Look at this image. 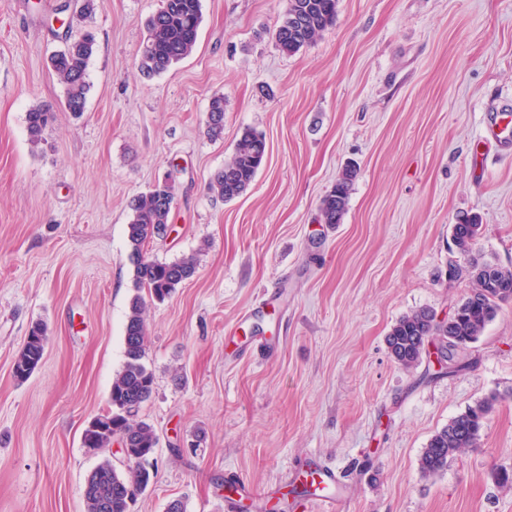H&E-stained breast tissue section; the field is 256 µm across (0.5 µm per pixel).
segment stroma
Masks as SVG:
<instances>
[{
  "mask_svg": "<svg viewBox=\"0 0 512 512\" xmlns=\"http://www.w3.org/2000/svg\"><path fill=\"white\" fill-rule=\"evenodd\" d=\"M0 0V512H86L89 474L117 448L82 444L109 408L136 293L128 204L170 178L175 205L149 257L196 273L147 311L154 376L138 417L159 445L132 512H291L310 467L342 473L348 512H512V300L463 357L411 369L386 337L407 313L443 321L472 289L448 280L451 227L478 216L475 249L512 267V155L484 134L512 119V0H339L335 24L283 53L285 0H202L193 53L147 79L145 22L161 0ZM92 28L86 110L61 108L49 58ZM224 97V133L206 134ZM55 119L31 144L26 114ZM267 157L247 191L208 189L245 130ZM359 171L340 224L322 197ZM48 328L26 380L31 325ZM496 396L478 447L425 476L429 439ZM46 341V325L41 321L35 322L13 363V374L18 380L27 379L38 367L45 353Z\"/></svg>",
  "mask_w": 512,
  "mask_h": 512,
  "instance_id": "obj_1",
  "label": "stroma"
}]
</instances>
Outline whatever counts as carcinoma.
<instances>
[{"mask_svg":"<svg viewBox=\"0 0 512 512\" xmlns=\"http://www.w3.org/2000/svg\"><path fill=\"white\" fill-rule=\"evenodd\" d=\"M338 0H286L281 21L274 33L281 51L294 54L309 45L315 37L333 25ZM202 22L201 0H161V6L146 22V36L139 49L138 68L146 78L166 72L173 64L189 56L197 43ZM96 50L95 36L87 32L79 38L66 37L64 50L50 57V64L64 87L63 105L66 111L80 117L86 109L89 84L87 68ZM207 133L217 139L224 131V96L215 95L209 102ZM54 120L52 109L36 106L26 115L32 143L42 140L44 130ZM267 155L265 136L246 131L233 156L224 167L215 171L209 190L225 201L242 195L254 181ZM357 177L353 164L344 167L336 183L323 196L319 214L324 224L341 222L349 202L352 185ZM173 202L172 186L152 188L129 203L127 222L129 261L134 268L137 288L147 291L158 302L175 293L196 272L192 258L173 262L146 257V244L160 234L169 222ZM479 224L473 218L453 225L452 237L457 252L466 257L465 263L454 261L449 282L468 279L474 287L457 305L456 315L448 321H435L428 309H419L400 317L387 336L389 351L404 368L420 362L425 340H437L439 352L448 359L442 367L452 373L463 368L458 350L476 340L493 320L500 305L512 299V269L474 254ZM144 297H132L124 334L125 361L112 381L110 403L112 428L82 433L86 448H107L117 434L127 436L131 455L125 473L120 474L108 459L90 474L85 487L87 512H129L130 502L144 491L154 478V472L138 461L154 454L159 438L153 426L137 421L134 416L153 393L154 377L144 363L146 322ZM47 341V328L35 322L27 340L13 363V374L27 379L42 361ZM496 398L488 397L454 417L447 426L435 433L424 448L419 469L426 476L448 467V460L467 448L479 444L481 432L494 408Z\"/></svg>","mask_w":512,"mask_h":512,"instance_id":"obj_1","label":"carcinoma"}]
</instances>
